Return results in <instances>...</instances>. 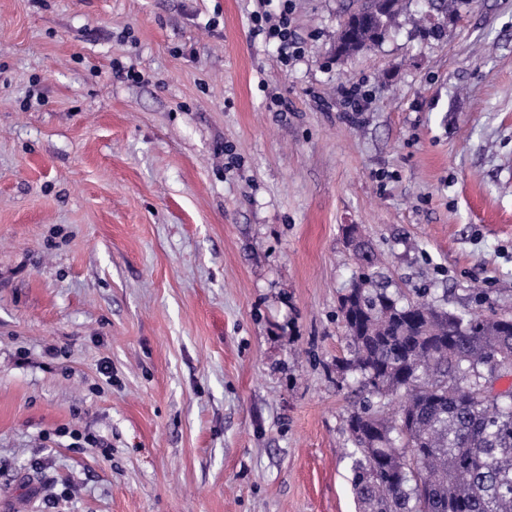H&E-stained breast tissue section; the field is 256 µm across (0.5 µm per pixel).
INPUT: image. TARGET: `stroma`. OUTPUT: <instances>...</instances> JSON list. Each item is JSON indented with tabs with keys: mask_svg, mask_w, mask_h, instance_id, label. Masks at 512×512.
I'll return each instance as SVG.
<instances>
[{
	"mask_svg": "<svg viewBox=\"0 0 512 512\" xmlns=\"http://www.w3.org/2000/svg\"><path fill=\"white\" fill-rule=\"evenodd\" d=\"M355 6L0 0V512H358L348 225L512 310V0ZM292 0L282 2L279 13L273 17L268 12L255 13L251 16L253 32L263 35L265 40L275 42L282 53L285 62L299 53V46L295 31L291 28L289 14L292 10ZM292 49L291 54L288 50ZM377 31L371 25L366 24L364 16L361 17L357 26L352 30V37L354 40L349 42L344 41L343 37L340 38L342 41L339 47H336V54L339 57L348 56L353 52L359 51L370 44H375L380 37H376Z\"/></svg>",
	"mask_w": 512,
	"mask_h": 512,
	"instance_id": "1",
	"label": "stroma"
}]
</instances>
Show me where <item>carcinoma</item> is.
Instances as JSON below:
<instances>
[{
	"label": "carcinoma",
	"instance_id": "obj_1",
	"mask_svg": "<svg viewBox=\"0 0 512 512\" xmlns=\"http://www.w3.org/2000/svg\"><path fill=\"white\" fill-rule=\"evenodd\" d=\"M348 56L378 41L365 20ZM342 296L348 356L360 376L347 418L360 512H512V313L451 311L405 297L371 248Z\"/></svg>",
	"mask_w": 512,
	"mask_h": 512
}]
</instances>
